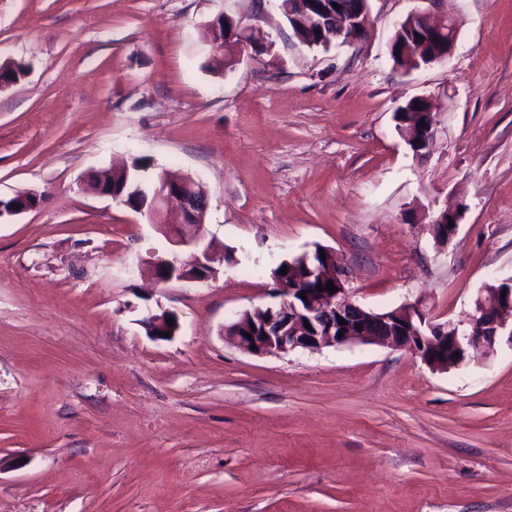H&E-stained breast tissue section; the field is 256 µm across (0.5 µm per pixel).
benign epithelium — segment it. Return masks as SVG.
I'll list each match as a JSON object with an SVG mask.
<instances>
[{
  "label": "benign epithelium",
  "mask_w": 512,
  "mask_h": 512,
  "mask_svg": "<svg viewBox=\"0 0 512 512\" xmlns=\"http://www.w3.org/2000/svg\"><path fill=\"white\" fill-rule=\"evenodd\" d=\"M359 2L364 7L352 11L346 0H290L293 18L322 38L348 45L359 43L369 26V9L365 7L368 0ZM410 16L415 26L414 43L401 44V54L419 55L431 48L433 61L450 58L458 35L456 20L427 11H414ZM208 28L215 52L232 66L241 61L248 49L256 53L264 51V47L252 44L248 27L240 19L219 15L208 23ZM422 115L425 125L406 129L407 141L416 142L417 156L428 154L436 139L434 113L426 110ZM138 190L150 200L145 214L174 247L171 256L151 262L158 282H196L216 276L218 266L224 264V252L213 242L204 243L190 233V228L204 223L208 197L203 184L189 175L174 179L162 174L144 182ZM461 208L460 204L447 206L431 219V234L440 246L448 245L456 234ZM448 215L454 222L451 228L446 220ZM325 253L328 258L321 261L314 252L299 255L307 270L301 280L291 277L293 263H288V273L275 277L281 301L242 312L237 320L224 326L225 338L247 353L260 355H286L297 349L319 350L354 342L392 345L416 354L433 370L446 371L467 364L469 347L481 344L492 352L499 337L505 334L512 337V288L483 287L474 299L473 312L444 322L435 319L419 300L378 313L364 309L355 301L348 270L332 250L327 249ZM302 280L309 283V288L293 287ZM329 281L337 292L327 291ZM302 292L306 297L300 296ZM172 318L174 315L168 311L155 313L149 309L141 324L152 337L161 340L162 333L173 335L179 329L177 321L168 326L167 320ZM341 318L347 324H340ZM454 352L461 356L448 357Z\"/></svg>",
  "instance_id": "7a95c632"
}]
</instances>
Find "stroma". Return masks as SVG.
<instances>
[{
	"mask_svg": "<svg viewBox=\"0 0 512 512\" xmlns=\"http://www.w3.org/2000/svg\"><path fill=\"white\" fill-rule=\"evenodd\" d=\"M280 0H0V512H512V340L434 371L346 344L254 355L224 337L271 303L281 260L331 249L358 304L423 299L440 320L512 277V0H441L450 59L403 74L399 24L429 0H369L368 37L311 48ZM270 45L234 70L207 25ZM434 105L413 156L394 114ZM148 159L204 183L199 233L229 255L155 283L170 246L82 190ZM459 203L440 248L431 217ZM177 314L149 336L145 309ZM420 115L426 116L425 124L427 127H423V124L415 127L411 126L405 129L407 134V143L414 142L417 149L415 150V156H422L428 154L434 146L436 139V121L434 113L429 110L418 112ZM416 139H420L419 143H415Z\"/></svg>",
	"mask_w": 512,
	"mask_h": 512,
	"instance_id": "35a3bbf8",
	"label": "stroma"
}]
</instances>
